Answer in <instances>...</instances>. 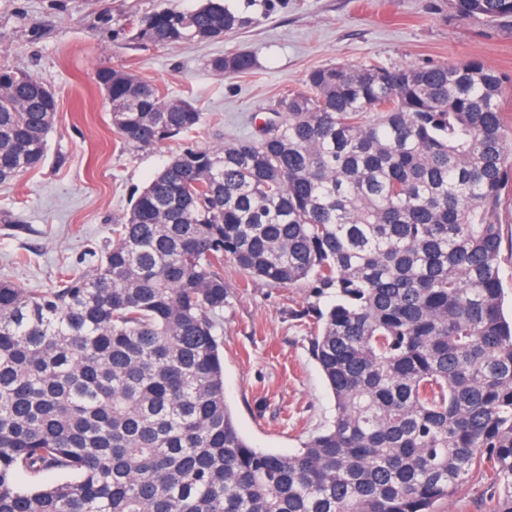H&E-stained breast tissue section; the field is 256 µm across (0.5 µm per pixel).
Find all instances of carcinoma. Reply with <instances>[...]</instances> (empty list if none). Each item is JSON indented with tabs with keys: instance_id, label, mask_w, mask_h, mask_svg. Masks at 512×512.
<instances>
[{
	"instance_id": "1",
	"label": "carcinoma",
	"mask_w": 512,
	"mask_h": 512,
	"mask_svg": "<svg viewBox=\"0 0 512 512\" xmlns=\"http://www.w3.org/2000/svg\"><path fill=\"white\" fill-rule=\"evenodd\" d=\"M512 20V0H454ZM247 20L205 0L133 23L155 46ZM250 51L212 58L245 74ZM97 83L128 145L205 113L124 67ZM478 59L328 64L285 91L259 139L187 148L135 199L90 273L0 280V512H436L478 472L512 512V320L499 206L512 193L500 97ZM57 101L0 68V182L41 165ZM298 285L336 415L292 453L251 446L224 398V260ZM69 479L24 488L23 474Z\"/></svg>"
}]
</instances>
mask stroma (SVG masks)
Listing matches in <instances>:
<instances>
[{
    "mask_svg": "<svg viewBox=\"0 0 512 512\" xmlns=\"http://www.w3.org/2000/svg\"><path fill=\"white\" fill-rule=\"evenodd\" d=\"M170 2L200 0H0V67L52 88L56 122L40 167L0 184V279L31 290L67 271L89 272L114 224L170 159L257 135L281 93L300 90L314 68L429 65L470 58L512 77V25L460 20L451 0H224L248 23L223 39L169 46L131 38V23ZM255 54L247 74L222 75L209 60ZM122 66L167 96L192 100L207 119L190 136L151 148L125 144L112 125L95 73ZM228 302L218 317L224 395L240 433L254 446L296 451L335 415L298 316L306 289L248 281L224 263ZM498 490L473 474L438 512H489Z\"/></svg>",
    "mask_w": 512,
    "mask_h": 512,
    "instance_id": "obj_1",
    "label": "stroma"
}]
</instances>
